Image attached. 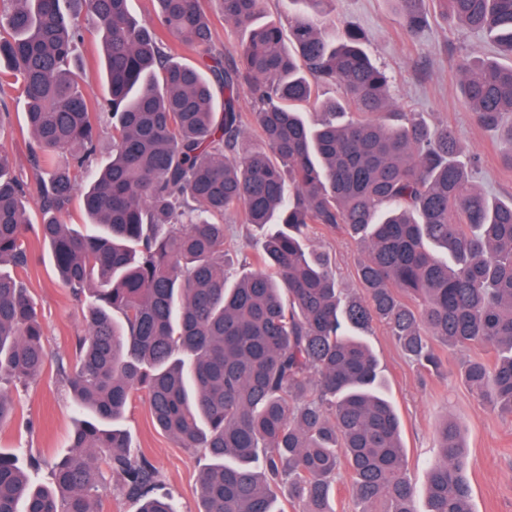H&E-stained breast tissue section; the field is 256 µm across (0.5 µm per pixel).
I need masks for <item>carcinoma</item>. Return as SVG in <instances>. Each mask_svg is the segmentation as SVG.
<instances>
[{
    "instance_id": "cac0c4a2",
    "label": "carcinoma",
    "mask_w": 512,
    "mask_h": 512,
    "mask_svg": "<svg viewBox=\"0 0 512 512\" xmlns=\"http://www.w3.org/2000/svg\"><path fill=\"white\" fill-rule=\"evenodd\" d=\"M0 0V105L26 98L27 184L0 150V381L37 377L48 357L20 273L31 239L48 246L61 282L87 294V329L58 359L79 417L50 485L30 481L0 449V512H102L104 472L121 478L136 512H176L161 476L122 426L133 397L153 423L208 463L201 512H334L345 468L359 512H417L400 423L364 340L386 327L402 352L439 372L448 350L479 347L461 381L512 415V198L478 188L480 158L460 159L448 125L397 107L389 78L349 27L327 39L315 13L289 31L254 25L265 0H217L248 31L236 54L214 47L202 0ZM442 14L490 35L512 59V0H437ZM410 33L428 23L421 0H395ZM84 18L100 35L107 96L85 94L70 69ZM200 49L199 66L174 44ZM464 104L501 132L512 168V63L457 65ZM336 84L338 100L319 102ZM224 94L218 100L214 86ZM250 102L243 105L241 89ZM322 111L306 121L309 105ZM112 159L93 168L103 127ZM87 224L67 223L79 180ZM271 232L253 270L233 280L224 218ZM341 232L362 250L360 292L339 288L311 236ZM425 512H470L460 429L436 430Z\"/></svg>"
}]
</instances>
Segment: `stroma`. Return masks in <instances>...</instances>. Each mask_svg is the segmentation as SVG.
I'll return each mask as SVG.
<instances>
[{"mask_svg":"<svg viewBox=\"0 0 512 512\" xmlns=\"http://www.w3.org/2000/svg\"><path fill=\"white\" fill-rule=\"evenodd\" d=\"M320 18L328 37L342 24L356 26L364 48L392 78L398 106L418 113L429 124L447 123L465 151L477 153L479 185L502 199L512 197V169L501 162L499 132L481 128L463 105L457 63L461 55H491L493 47L480 33L454 28L439 13L429 12L428 24L410 34L400 23L392 0H325ZM7 112L0 113V149L13 154L15 169L31 176L21 132L26 127L25 100L19 89L7 91ZM312 247L325 251L341 288L358 287L356 268L362 252L348 236L317 237ZM23 279L42 322L45 345L51 354L41 377L34 382L2 381L15 405L14 421L0 428V448L16 449L21 459L37 457L34 482L46 484L54 463L66 454L74 430L71 392L57 371L58 356L72 352L75 337L86 331L84 300L71 296L58 279L46 246L36 245ZM388 384L401 422V440L409 462L408 475L423 487L429 462L438 452L436 427L444 421L461 427L471 486V512H512V420L485 409L456 377L426 374L411 364L386 328L374 326L367 336ZM124 426L134 447L142 449L162 475L161 492L171 495L179 512H200L197 475L204 463L153 425L144 398L132 400Z\"/></svg>","mask_w":512,"mask_h":512,"instance_id":"stroma-1","label":"stroma"}]
</instances>
